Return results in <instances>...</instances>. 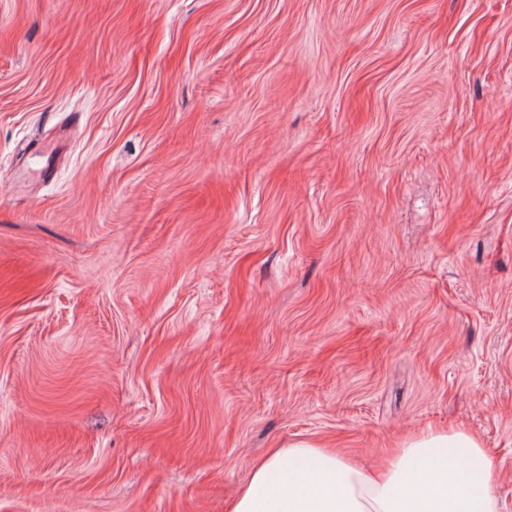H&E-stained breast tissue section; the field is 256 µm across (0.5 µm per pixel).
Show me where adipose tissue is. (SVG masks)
Masks as SVG:
<instances>
[{
  "label": "adipose tissue",
  "mask_w": 512,
  "mask_h": 512,
  "mask_svg": "<svg viewBox=\"0 0 512 512\" xmlns=\"http://www.w3.org/2000/svg\"><path fill=\"white\" fill-rule=\"evenodd\" d=\"M498 471L460 428H417L368 467L311 441L256 461L226 512H496Z\"/></svg>",
  "instance_id": "obj_1"
}]
</instances>
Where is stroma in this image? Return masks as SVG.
I'll return each instance as SVG.
<instances>
[{
    "label": "stroma",
    "instance_id": "1",
    "mask_svg": "<svg viewBox=\"0 0 512 512\" xmlns=\"http://www.w3.org/2000/svg\"><path fill=\"white\" fill-rule=\"evenodd\" d=\"M428 425L512 512V0H0V512Z\"/></svg>",
    "mask_w": 512,
    "mask_h": 512
}]
</instances>
